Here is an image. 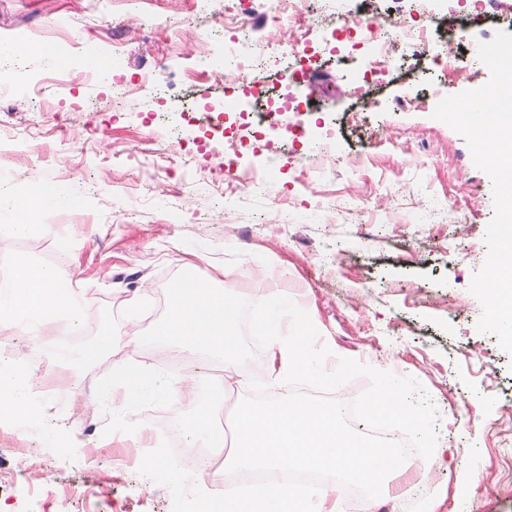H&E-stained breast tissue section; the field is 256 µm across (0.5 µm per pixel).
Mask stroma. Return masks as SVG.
Wrapping results in <instances>:
<instances>
[{
	"instance_id": "1",
	"label": "stroma",
	"mask_w": 512,
	"mask_h": 512,
	"mask_svg": "<svg viewBox=\"0 0 512 512\" xmlns=\"http://www.w3.org/2000/svg\"><path fill=\"white\" fill-rule=\"evenodd\" d=\"M233 0H0V43L51 44L68 63L34 54L0 83V190L45 181L63 199L38 211L36 233L16 236L0 210V280L26 258L78 269L72 287L84 324H56L39 342L14 332L0 361L50 391L40 420L0 424V507L5 512H172V494L139 472L145 453L169 437L189 409L131 414L133 433H106L125 403L93 388L131 361L175 380L217 378L220 367L197 356L192 368L171 361L164 345H117L90 364L65 358L101 330L114 337L148 331L167 305V286L182 271L221 275L228 292L255 303L279 293L307 311L330 356L351 358L416 379L439 412L431 461L408 458L383 494L348 505L327 499L324 512H512V461L499 444L512 410V354L479 332L482 313L469 291L488 248L495 214L490 177L464 138L433 109L445 96L485 84L488 69L471 59L469 78L421 76L425 110L405 103L408 76L396 70L375 87L379 109L357 113L347 67L316 63L308 140L292 146L282 130L240 153L179 124L192 105L209 109L239 85L224 79V15ZM418 0H316L315 12L379 19ZM291 9L279 18L238 16L259 43H287ZM96 53L105 66L88 67ZM311 156L301 165L298 155ZM259 166L263 182L228 189V166ZM233 401L290 388L273 377L270 349L240 368Z\"/></svg>"
}]
</instances>
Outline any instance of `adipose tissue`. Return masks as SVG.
<instances>
[{
  "mask_svg": "<svg viewBox=\"0 0 512 512\" xmlns=\"http://www.w3.org/2000/svg\"><path fill=\"white\" fill-rule=\"evenodd\" d=\"M53 186L35 182L19 195L0 194V209L14 210L17 217L12 232L27 235L35 230L32 215L55 199ZM71 271L45 267L26 259L18 260L11 277L0 283V332L20 330L41 339L56 322H66L71 332L82 326L80 304L70 283ZM257 334L275 340L278 370L292 375H315L313 355L301 337L284 340L276 315L256 313L253 320ZM46 395L24 382L21 372L13 365L0 362V422H29L42 413Z\"/></svg>",
  "mask_w": 512,
  "mask_h": 512,
  "instance_id": "adipose-tissue-1",
  "label": "adipose tissue"
}]
</instances>
